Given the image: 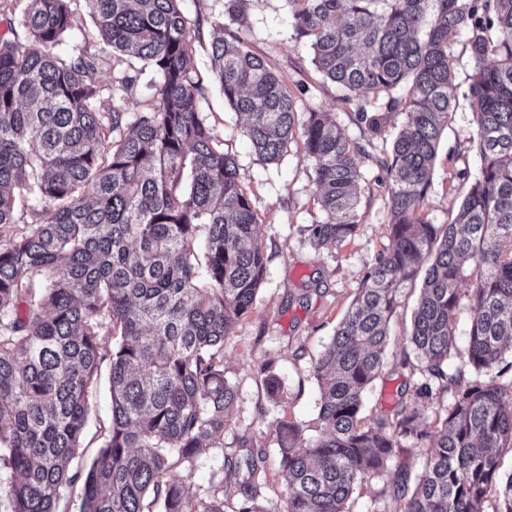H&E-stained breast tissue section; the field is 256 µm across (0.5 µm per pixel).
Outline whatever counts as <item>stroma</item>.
<instances>
[{"label":"stroma","instance_id":"stroma-1","mask_svg":"<svg viewBox=\"0 0 512 512\" xmlns=\"http://www.w3.org/2000/svg\"><path fill=\"white\" fill-rule=\"evenodd\" d=\"M288 0H249L247 4L248 47L264 56L280 72L289 88H302L301 109H320L336 120L345 135L359 140L350 104L336 86L322 80L310 62L306 47L295 42L289 27ZM92 24L86 7L75 12V27L58 51L79 52L101 58V78L112 81V53L97 39H85ZM210 125L234 155L240 167L242 185L260 216L259 238L267 256L266 279L251 315L233 325L224 341V376L235 385L237 398L224 424V445L207 449L197 466L180 471L191 487H208L225 457L236 454L242 439H255L265 446V472L258 484L265 506L277 504L283 489L278 470L276 430L281 421L298 425L304 436L318 437L320 389L312 365L322 347L333 336L356 297L368 268L388 244V193L379 185L375 162L359 157L365 176L359 215L352 239L322 248L313 247L305 232L310 224L326 221L317 204L312 166L301 143H294L288 155L276 164L259 160L241 134L244 119L224 102L218 88H211L204 105ZM474 131L473 113L466 98H459L457 110L442 133L431 187L424 211L435 224L454 223L467 184L458 178L462 169L477 171L479 158L470 146ZM419 290L405 288L391 320V341L383 354L382 370L368 387L363 415L373 418L393 415L399 393H412L420 383L418 359L408 337L412 312ZM108 371H101L91 415L76 463L86 466L98 449L99 428L111 416ZM277 377L281 387L269 394L266 381ZM432 441L404 438L387 470L370 485L352 493L350 512H401L397 494L401 482L415 483L421 474Z\"/></svg>","mask_w":512,"mask_h":512}]
</instances>
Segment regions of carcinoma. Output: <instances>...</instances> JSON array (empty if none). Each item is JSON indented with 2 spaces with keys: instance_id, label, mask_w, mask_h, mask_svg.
Listing matches in <instances>:
<instances>
[{
  "instance_id": "obj_1",
  "label": "carcinoma",
  "mask_w": 512,
  "mask_h": 512,
  "mask_svg": "<svg viewBox=\"0 0 512 512\" xmlns=\"http://www.w3.org/2000/svg\"><path fill=\"white\" fill-rule=\"evenodd\" d=\"M73 0H26L17 26L30 42L0 40V464L9 512H58L83 484L80 512H269L255 478L264 446L241 441L225 480L199 492L175 473L206 448L224 447L236 388L224 377V339L248 317L266 275L259 215L235 156L203 110L211 83L246 117L255 154L278 163L301 139L317 202L329 215L307 226L311 245L340 244L358 219L363 175L349 140L327 114L301 111L288 84L245 49L248 0H225L211 21L209 74L192 65L200 26L182 0H85L92 35L112 48V108L95 55L53 52L73 28ZM292 38L314 68L349 92L366 145L386 114L404 115L390 151L372 160L388 191V245L368 269L348 314L313 365L323 434L280 423L285 489L277 512H349L354 489L379 475L399 438L425 441L419 407L451 393L434 450L403 512H512V475L497 452L512 448V0H289ZM467 38L469 94L480 157L458 222L423 213L442 131L455 112L449 43ZM153 71L150 103L124 107L137 76ZM33 195L29 229L13 191ZM422 279L410 343L423 382L388 416L362 417L382 367L401 289ZM474 280L464 292L460 284ZM471 313L457 355L454 318ZM112 336V348L102 337ZM459 356L460 363L449 360ZM108 364L111 418L85 472L82 448L93 390ZM476 378L462 383L465 370ZM497 499L486 510L489 494Z\"/></svg>"
}]
</instances>
